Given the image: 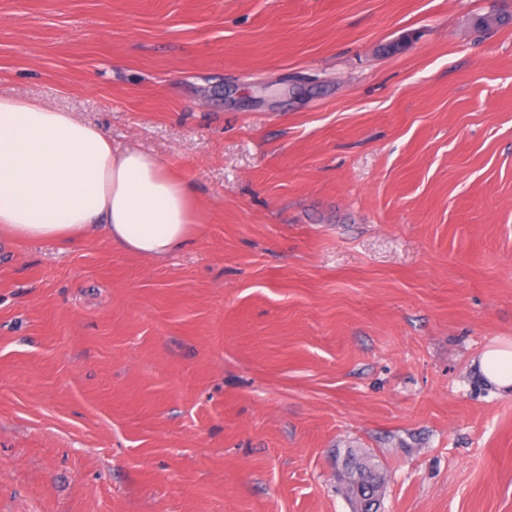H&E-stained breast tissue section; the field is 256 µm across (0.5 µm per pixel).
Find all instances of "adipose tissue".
Returning <instances> with one entry per match:
<instances>
[{
    "mask_svg": "<svg viewBox=\"0 0 512 512\" xmlns=\"http://www.w3.org/2000/svg\"><path fill=\"white\" fill-rule=\"evenodd\" d=\"M200 215L190 183L135 145L113 147L92 124L40 102L0 95V235L79 243L164 259L189 250ZM484 381L512 392V340L478 360Z\"/></svg>",
    "mask_w": 512,
    "mask_h": 512,
    "instance_id": "obj_1",
    "label": "adipose tissue"
}]
</instances>
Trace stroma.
<instances>
[{
  "label": "stroma",
  "instance_id": "obj_1",
  "mask_svg": "<svg viewBox=\"0 0 512 512\" xmlns=\"http://www.w3.org/2000/svg\"><path fill=\"white\" fill-rule=\"evenodd\" d=\"M0 93L202 216L0 238V512H351L350 451L383 512H512V0H0ZM483 380L505 395H512V340H502L486 349L478 360Z\"/></svg>",
  "mask_w": 512,
  "mask_h": 512
}]
</instances>
